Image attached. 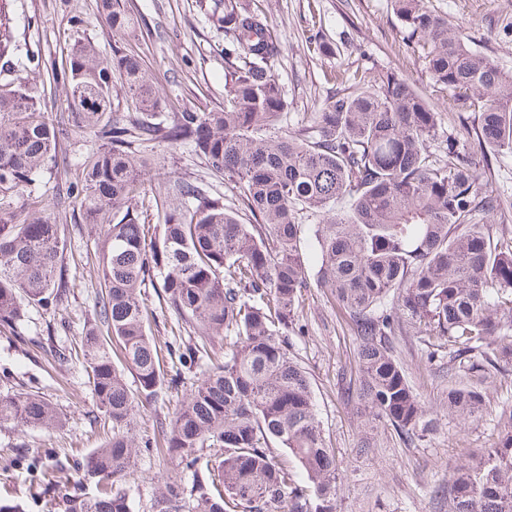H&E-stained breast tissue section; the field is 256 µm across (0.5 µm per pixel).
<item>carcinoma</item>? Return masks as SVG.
Masks as SVG:
<instances>
[{
    "mask_svg": "<svg viewBox=\"0 0 512 512\" xmlns=\"http://www.w3.org/2000/svg\"><path fill=\"white\" fill-rule=\"evenodd\" d=\"M407 39L433 83L471 113L477 155L448 145L433 153L437 112L414 84L394 72L353 75L344 93L308 124L282 125L287 103L272 66L280 54L267 17L239 0L214 4L213 23L231 38L225 52L224 108L166 112L153 76L134 54L102 58L80 26L72 34L67 74L71 117L99 147L80 164V179L56 184L21 217L18 200L58 166L54 150L68 123L52 122L37 84L15 74L36 62L13 61L9 0H0V327L21 335L31 305L63 304L67 240L50 209L79 206L100 225L95 323L80 351L112 436L80 463L90 477L121 478L136 453L135 400L151 399L168 375L150 337L152 312L141 290L159 282L175 316L200 341L175 344L179 364L200 368L194 390L176 406L158 449L172 463L153 512H337L341 478L318 419L311 381L288 353L307 288L326 290L356 336L350 379L362 435L360 454L376 447L374 429L391 428L411 444L435 421L414 392L397 336L448 342V416L477 422L486 412L481 384L512 367V226L494 224L501 204L481 168L512 153V71L424 0H391ZM113 32L132 24L126 0H99ZM134 111L112 109L114 83ZM136 141L190 144L209 168L233 182L250 222L200 185L177 180L166 194L188 205L161 206L162 232L148 237L135 201L146 197ZM314 216L318 223L307 224ZM120 349L124 367L112 362ZM137 378L133 391L125 371ZM494 446L472 454L448 479V512H512V401L495 411ZM55 407L32 391L0 395V427L47 428ZM205 448L217 452L205 457ZM286 448L305 479L279 465ZM194 469L186 486L179 469ZM52 489L55 470L30 462ZM65 512H129L111 488L73 496Z\"/></svg>",
    "mask_w": 512,
    "mask_h": 512,
    "instance_id": "carcinoma-1",
    "label": "carcinoma"
}]
</instances>
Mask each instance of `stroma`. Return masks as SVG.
I'll return each mask as SVG.
<instances>
[{"mask_svg":"<svg viewBox=\"0 0 512 512\" xmlns=\"http://www.w3.org/2000/svg\"><path fill=\"white\" fill-rule=\"evenodd\" d=\"M264 13L281 46L274 74L287 102L284 124L307 123L313 112L343 89V80L357 72H395L415 84L442 114L439 135L431 143L443 150L449 133L461 132L451 95L435 91L428 74L397 21L391 0H248ZM135 17L132 28L112 32L98 19L97 0H11L9 7L18 55L39 57L40 66L28 79L43 87L49 115L68 113V99L60 74L67 67L69 38L75 20H82L100 55L123 51L141 56L155 75L160 95L172 112H207L224 105V48L228 41L208 18L209 0H127ZM434 13L447 18L450 29L473 37L478 48L500 67L512 70V0H426ZM325 41L331 53H319L316 41ZM93 134L73 130L59 141L61 164L45 174L39 194L51 197L58 179H75L84 156L95 150ZM139 151L150 160L145 186L159 190L165 182L187 179L202 183L234 212L243 207L232 184L213 174L193 146L169 147L142 142ZM482 179L501 201L500 221L512 225V154L505 153ZM67 239L65 278L69 293L63 305L46 311L29 310L22 337L0 328V394L23 389L38 391L60 413L51 428L0 429V455L28 453L59 467V484L45 495L25 466L0 469V495L19 501L23 512H64L66 495H94L98 481L79 478L77 463L112 434L98 409L82 361L53 360L52 351L70 352L95 317L98 273L95 265L97 234L81 212H54ZM142 294L155 313L151 337L159 347L184 342L188 332L158 294L146 286ZM300 322L304 334H290V354L308 371L318 418L326 442L334 448L342 478L338 512H448V476L469 455L491 447L496 421L486 416L477 424L448 416L442 394L448 385V362L427 359L418 336H399L395 346L405 362L408 379L437 428L422 441L403 443L395 433L381 432L376 448L356 451L360 431L353 402L342 380L354 369L357 341L345 316L322 291L311 289ZM186 378L178 389H162L137 407L133 435L140 447L132 467L118 480L127 493L131 512H151L164 487L168 468L151 443L168 423L179 400L193 388Z\"/></svg>","mask_w":512,"mask_h":512,"instance_id":"1","label":"stroma"}]
</instances>
